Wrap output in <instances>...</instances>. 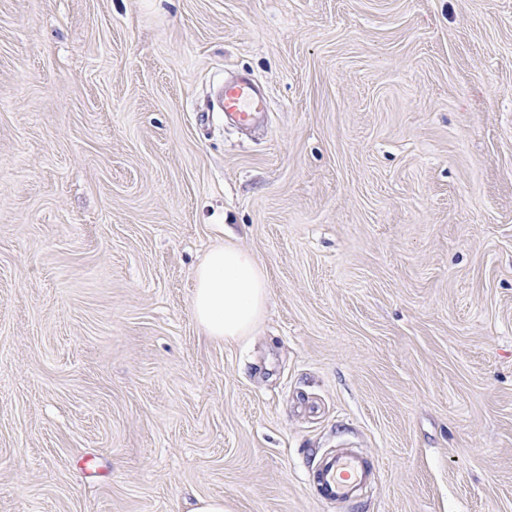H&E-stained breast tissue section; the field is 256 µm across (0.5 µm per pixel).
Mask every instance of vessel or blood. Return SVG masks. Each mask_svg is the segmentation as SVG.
<instances>
[{
	"label": "vessel or blood",
	"mask_w": 512,
	"mask_h": 512,
	"mask_svg": "<svg viewBox=\"0 0 512 512\" xmlns=\"http://www.w3.org/2000/svg\"><path fill=\"white\" fill-rule=\"evenodd\" d=\"M221 104L226 113L248 123L256 112L262 111L264 100L244 81L225 86ZM370 476L371 471L361 456L343 451L326 457L315 470L313 479L322 499L339 501L357 498Z\"/></svg>",
	"instance_id": "obj_1"
}]
</instances>
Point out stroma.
I'll return each mask as SVG.
<instances>
[{
	"instance_id": "stroma-1",
	"label": "stroma",
	"mask_w": 512,
	"mask_h": 512,
	"mask_svg": "<svg viewBox=\"0 0 512 512\" xmlns=\"http://www.w3.org/2000/svg\"><path fill=\"white\" fill-rule=\"evenodd\" d=\"M222 242L268 288L225 343ZM206 495L512 512V0H0V512ZM225 114H231L243 123L251 122L256 112L263 110L264 100L249 82H239L224 86L221 100ZM267 302L265 273L249 251L216 246L196 271L192 309L211 339L226 342L248 335L264 317ZM371 476L367 462L358 454L342 451L326 457L314 472L319 496L327 501L353 500Z\"/></svg>"
}]
</instances>
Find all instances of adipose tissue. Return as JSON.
Here are the masks:
<instances>
[{"instance_id":"adipose-tissue-1","label":"adipose tissue","mask_w":512,"mask_h":512,"mask_svg":"<svg viewBox=\"0 0 512 512\" xmlns=\"http://www.w3.org/2000/svg\"><path fill=\"white\" fill-rule=\"evenodd\" d=\"M267 302L265 273L249 251L214 247L196 271L192 309L211 339L226 342L248 335L264 317Z\"/></svg>"}]
</instances>
